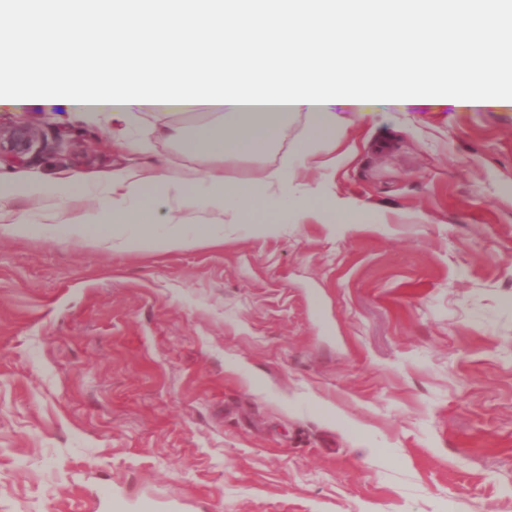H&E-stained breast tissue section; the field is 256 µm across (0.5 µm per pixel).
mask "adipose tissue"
<instances>
[{
	"instance_id": "1",
	"label": "adipose tissue",
	"mask_w": 512,
	"mask_h": 512,
	"mask_svg": "<svg viewBox=\"0 0 512 512\" xmlns=\"http://www.w3.org/2000/svg\"><path fill=\"white\" fill-rule=\"evenodd\" d=\"M60 98L123 129L157 107L162 133L179 142L166 108L213 113L202 143L216 164L201 178L129 169L79 219L69 204L82 180L18 179L0 183V211L46 199L65 230L132 251L166 243L158 197L176 214L205 202L233 221L280 209L318 223L324 205L295 189L298 169L320 163L318 142L344 139L354 116L512 107V0H0V100ZM295 112L307 134L293 159L246 184L225 177L224 160L267 151ZM127 224L136 231L124 238Z\"/></svg>"
}]
</instances>
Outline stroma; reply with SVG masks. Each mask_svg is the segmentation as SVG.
Wrapping results in <instances>:
<instances>
[{
  "mask_svg": "<svg viewBox=\"0 0 512 512\" xmlns=\"http://www.w3.org/2000/svg\"><path fill=\"white\" fill-rule=\"evenodd\" d=\"M40 147L0 180L104 191L149 158L202 174L203 150L121 135L66 100L0 104ZM225 165L245 181L305 137ZM303 188L346 222L292 213L223 239L110 251L42 225L0 230V512H512V109L354 118Z\"/></svg>",
  "mask_w": 512,
  "mask_h": 512,
  "instance_id": "1",
  "label": "stroma"
}]
</instances>
